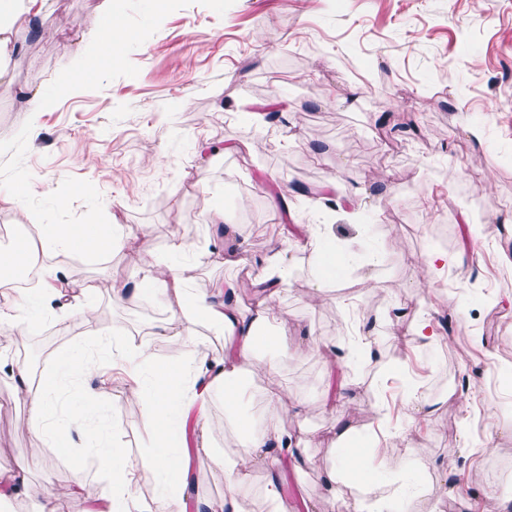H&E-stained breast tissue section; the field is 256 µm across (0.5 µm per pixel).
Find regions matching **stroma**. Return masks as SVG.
Returning a JSON list of instances; mask_svg holds the SVG:
<instances>
[{
  "label": "stroma",
  "instance_id": "stroma-1",
  "mask_svg": "<svg viewBox=\"0 0 512 512\" xmlns=\"http://www.w3.org/2000/svg\"><path fill=\"white\" fill-rule=\"evenodd\" d=\"M42 38L6 63L22 83L0 79V191L21 183L22 204L0 198V224L108 225L134 230L114 249L35 251L42 265L90 284L68 311L42 314L12 350L7 316L24 296L0 288V358L26 365L43 384L92 333H120L149 345L150 367L175 360L162 327L176 299L114 300L111 287L141 278L138 256L177 261L187 288L211 292L257 273L279 251L288 289L269 335L287 331L303 351L285 359L279 379L308 412L284 427L307 448L286 468L290 512H347L355 487L328 499L324 477L336 463L334 408L361 438L387 430L370 453L380 483H404L408 512H488L496 490L512 499V0H49ZM123 35L112 59L64 78L84 43L102 34L105 13ZM48 101L32 113L28 91ZM278 112L269 121V112ZM484 129L483 140L467 128ZM287 194L288 208L275 204ZM223 209L237 232L212 223ZM325 224L322 275L301 247L313 218ZM447 255L438 275L430 253ZM88 308L93 322L79 316ZM429 321L432 345L405 340ZM67 385L58 413H94V431L55 447L31 420L28 401L0 371V466L27 463V480L0 512H55L104 506L106 479L95 458L96 431L111 432L138 468L128 512H155L160 481L142 469L154 437L141 424L132 380L113 369L106 396ZM207 439L193 459L187 501L224 499L219 472L234 450L235 426L223 396L206 425L190 412L169 449ZM426 451L406 458L405 446ZM84 459L75 475V456Z\"/></svg>",
  "mask_w": 512,
  "mask_h": 512
}]
</instances>
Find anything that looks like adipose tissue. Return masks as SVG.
<instances>
[{
	"mask_svg": "<svg viewBox=\"0 0 512 512\" xmlns=\"http://www.w3.org/2000/svg\"><path fill=\"white\" fill-rule=\"evenodd\" d=\"M46 0H0V57L17 50V33L28 34L38 29L45 15ZM34 233L43 246L49 249H68L91 241H103L105 247L120 242V235L112 229L102 231L74 224H39ZM186 274L183 268L168 263H152L147 276L133 286L117 285L113 295L120 301H136L153 294L161 298L168 292H180ZM256 283L266 284V303L251 312H242L230 302L236 288L225 284L223 298L215 295L189 296L184 307L175 313L172 321L163 328L164 336L176 345L181 353L179 359L156 371L149 386L134 389L142 410V424L153 434H165L175 416L191 407L205 405L214 391L224 393V405L228 412H236L239 398L238 386L245 367L264 368L268 374H276L281 359L287 358L292 346L287 335L276 336L271 347L278 353L276 360L262 362L258 357V336L268 323L273 310L272 301L279 290L288 284V269L283 253L268 254L262 261ZM207 323L225 340L223 357L207 358L202 343L195 332L198 322ZM12 374L19 390L28 398L31 410L45 433L54 435L57 444H73L75 438L85 435L87 420L83 411H71L63 427L53 421V406L56 393L53 382L32 386L25 365H16ZM356 429L348 422L336 429V446L340 457L336 468L328 472L325 480L329 498L340 495V488L356 482L366 489H373L375 481L372 467L367 462V452L359 447L355 438ZM292 438L273 422L249 423L238 428L234 452L225 454L220 471L227 486L221 507L211 502L197 501L196 512H249L245 500L235 492L237 486L245 484L252 469L261 468L269 472L270 478L263 488L264 497L272 504L274 512H288L277 474L285 458L299 455ZM191 453L182 451L174 455H149L151 470L160 471L169 484L175 485L176 493L162 494L158 500V512H187L186 474ZM99 468L114 477L108 487L107 497L111 503H123L131 497L137 476L128 467L117 449L104 447L96 453Z\"/></svg>",
	"mask_w": 512,
	"mask_h": 512,
	"instance_id": "ef3b65f1",
	"label": "adipose tissue"
}]
</instances>
